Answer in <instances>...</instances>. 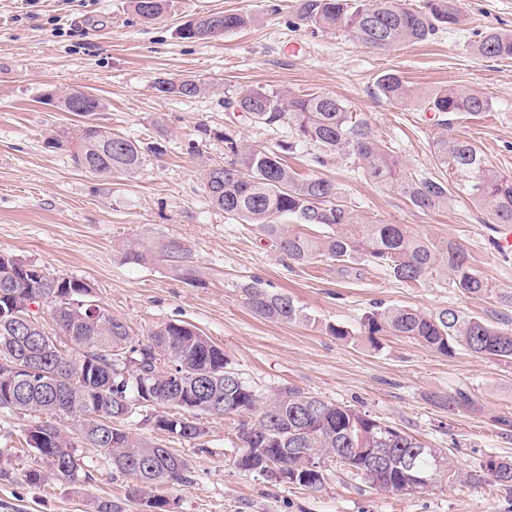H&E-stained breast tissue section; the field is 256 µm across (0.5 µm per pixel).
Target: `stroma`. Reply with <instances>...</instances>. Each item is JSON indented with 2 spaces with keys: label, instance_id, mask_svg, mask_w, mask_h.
Here are the masks:
<instances>
[{
  "label": "stroma",
  "instance_id": "35a3bbf8",
  "mask_svg": "<svg viewBox=\"0 0 512 512\" xmlns=\"http://www.w3.org/2000/svg\"><path fill=\"white\" fill-rule=\"evenodd\" d=\"M298 0H167L162 17L147 22L129 0H0V253L87 282L96 304L146 338L157 324L182 321L223 347L231 365L261 395L295 386L326 401L359 408L443 449L460 472L477 473L487 457L512 460V362L459 350L438 354L399 336L341 341L328 325L356 329L374 305L425 311L453 308L512 331V254L498 252L500 225L465 198L424 212L402 195L381 189L346 164L314 160L315 149L287 156L300 176L335 182L368 216L401 224L436 242L453 239L495 295L471 300L445 281L405 283L362 261L296 265L256 225L212 207L201 182L202 164L223 162L225 132L248 145L272 147L290 130L230 118L224 99L243 87L335 96L370 121L411 168L436 174L433 143L441 133L420 105L448 87L480 89L493 97L490 112L456 123L452 136L473 143L490 166L512 175V60L477 56L478 33L512 32V0H458L463 21L428 41L388 50L360 45L343 32H323L297 15ZM246 14L245 28L218 40L191 41L177 31L203 13ZM397 74L417 101L390 104L376 87ZM201 79L210 93L187 99L161 96L156 78ZM81 89L102 100L96 123L112 134L150 143L165 135V152L146 154L132 177L105 180L76 169L66 152L47 147L52 131L81 118L43 102L47 90ZM210 136L199 138V125ZM198 140L199 152L187 151ZM176 237L212 274L207 288L179 281L165 265L125 261L134 239ZM260 280L290 295L307 319L275 323L256 318L235 290ZM463 389L471 407L454 411L433 395ZM27 416L0 410V512H97L109 501L122 512H146L134 480L113 473L100 451L83 449L84 481L27 483L41 466L19 451ZM147 441L188 460L190 482L160 487L170 512H512V489L491 482L442 481L424 493L393 495L326 462L324 482L308 490L237 468V419L209 421L208 450L143 424L128 423Z\"/></svg>",
  "mask_w": 512,
  "mask_h": 512
}]
</instances>
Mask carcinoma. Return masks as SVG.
Returning a JSON list of instances; mask_svg holds the SVG:
<instances>
[{"label":"carcinoma","instance_id":"1","mask_svg":"<svg viewBox=\"0 0 512 512\" xmlns=\"http://www.w3.org/2000/svg\"><path fill=\"white\" fill-rule=\"evenodd\" d=\"M298 14L320 29L345 32L376 49L423 42L440 26L462 23L457 0H426L417 8L403 0H300ZM248 22V16L233 11L205 13L180 36L194 39L200 32L206 40L220 39ZM473 51L485 58L512 59V32L488 30ZM377 86L393 105L412 99L395 73L382 75ZM154 89L164 96L193 98L210 91V85L201 79L168 78L156 81ZM492 107L488 93L460 87L439 89L423 100L424 110L445 130L462 115L477 116ZM224 108L254 124L274 127L285 122L291 128L288 142L275 149L249 146L226 133L224 163L203 170L210 204L258 225L290 261L301 265L318 259H361L400 282L444 278L468 298L492 294V285L472 269L456 241L436 243L412 235L401 224L378 222L351 206L334 182L301 178L283 159L285 152L314 146L320 151L317 163L336 155L420 210L434 211L454 197H466L493 223L512 224V177L489 168L470 142L439 136L433 145L439 175L428 176L408 168L371 123L331 95L247 87L225 97ZM47 145L67 152L76 168L106 179L136 175L144 152L159 151L157 143L144 146L89 120L54 132ZM284 217L295 223L283 222ZM301 225L320 226L323 232L313 236L298 230ZM125 258L160 261L193 288L211 285L210 273L178 238L132 242L126 245ZM89 291L85 281L0 254L1 308L35 294L44 297L41 322L29 333L13 334L10 322L0 316V409L32 417L26 444L43 463L27 471L28 483L80 480L87 461L79 449L89 446L103 453L112 470L137 481L134 493L147 507L169 512L168 501L154 490L187 482L190 464L124 428L142 411L147 412L144 423L188 441L206 435L207 418L255 411L253 421L239 424L236 466L311 490L324 481L323 468H309L313 459L322 463L332 458L369 487L392 494L427 491L430 486L420 479L434 473L438 482L461 478L441 449L365 411L294 387L262 399L231 367L224 349L189 324L160 323L146 339L134 338L124 322L89 305ZM236 291L260 319L286 324L307 320L291 297L255 281L236 285ZM48 317L50 325L45 323ZM360 333L370 339L383 333L401 336L446 356L462 349L512 360L511 331L450 308L427 312L376 306L362 317ZM484 478L511 488L512 460L491 456L481 474L469 476L476 482Z\"/></svg>","mask_w":512,"mask_h":512}]
</instances>
